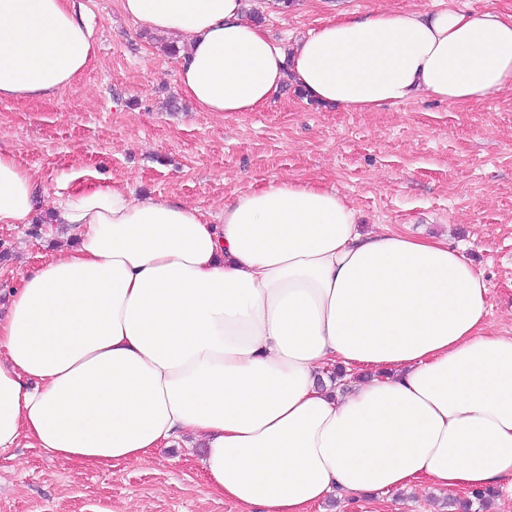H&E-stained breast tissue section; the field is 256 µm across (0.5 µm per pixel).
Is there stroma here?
Wrapping results in <instances>:
<instances>
[{
	"label": "stroma",
	"instance_id": "1",
	"mask_svg": "<svg viewBox=\"0 0 512 512\" xmlns=\"http://www.w3.org/2000/svg\"><path fill=\"white\" fill-rule=\"evenodd\" d=\"M94 60L53 98L0 102V151L39 178L29 223L0 224V314L22 274L72 245L53 202L95 182L219 213L275 178L336 187L360 232L380 225L461 250L488 287L489 331L512 336V89L467 105L430 97L375 112L328 110L288 85L254 112H199L180 90L170 37L128 19L121 0H80ZM276 40L343 14L456 7L512 16V0H247ZM202 451L176 444L147 461L83 469L39 448L0 450V512H235ZM469 492L416 486L386 512H461Z\"/></svg>",
	"mask_w": 512,
	"mask_h": 512
}]
</instances>
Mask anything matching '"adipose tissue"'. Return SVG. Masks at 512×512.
<instances>
[{
    "label": "adipose tissue",
    "mask_w": 512,
    "mask_h": 512,
    "mask_svg": "<svg viewBox=\"0 0 512 512\" xmlns=\"http://www.w3.org/2000/svg\"><path fill=\"white\" fill-rule=\"evenodd\" d=\"M122 10L184 38L178 81L201 112L255 111L290 81L352 112L512 88V16L378 12L288 43L244 0ZM93 57L75 0H0L1 101L52 98ZM41 193L0 153V224L27 223ZM54 214L74 244L0 315V450L113 468L186 440L239 512L420 483L512 496V336L486 332V282L443 241L361 233L336 188L298 178L215 217L90 183ZM334 366L370 374L342 391Z\"/></svg>",
    "instance_id": "adipose-tissue-1"
}]
</instances>
